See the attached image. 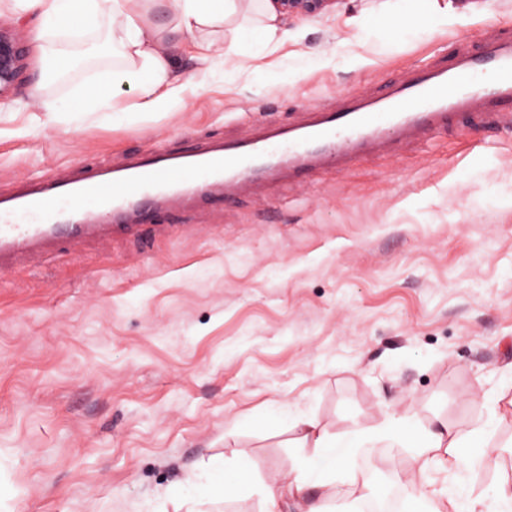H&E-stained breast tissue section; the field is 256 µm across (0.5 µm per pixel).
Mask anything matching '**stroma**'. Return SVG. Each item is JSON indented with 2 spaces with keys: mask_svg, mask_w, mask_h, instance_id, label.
Masks as SVG:
<instances>
[{
  "mask_svg": "<svg viewBox=\"0 0 512 512\" xmlns=\"http://www.w3.org/2000/svg\"><path fill=\"white\" fill-rule=\"evenodd\" d=\"M447 2L452 23L410 38L376 28L385 0H334L286 18L301 36L276 50L245 31L241 68L202 85L174 41L183 107L120 124L34 109L111 76V54L46 78L30 49L0 112V195L244 138L512 29V0ZM164 222L0 268V512H172L169 491L204 466L255 474L205 512H267L264 483L301 454L287 427L268 428L274 405L341 434L395 410L468 430L512 398V119H455L348 170L181 203ZM493 439L499 467L467 472L472 493L512 481V413Z\"/></svg>",
  "mask_w": 512,
  "mask_h": 512,
  "instance_id": "35a3bbf8",
  "label": "stroma"
}]
</instances>
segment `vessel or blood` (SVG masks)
<instances>
[{
	"instance_id": "vessel-or-blood-1",
	"label": "vessel or blood",
	"mask_w": 512,
	"mask_h": 512,
	"mask_svg": "<svg viewBox=\"0 0 512 512\" xmlns=\"http://www.w3.org/2000/svg\"><path fill=\"white\" fill-rule=\"evenodd\" d=\"M482 112L512 117V33L486 42L479 53L460 50L412 68L382 94H353L336 108L303 113L297 122L262 127L244 139L154 150L117 169L47 173L0 200V265L41 254L63 238L78 244L131 229L183 197L211 203L245 186L328 168L341 172L454 116Z\"/></svg>"
}]
</instances>
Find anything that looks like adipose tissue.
<instances>
[{
  "label": "adipose tissue",
  "instance_id": "ef3b65f1",
  "mask_svg": "<svg viewBox=\"0 0 512 512\" xmlns=\"http://www.w3.org/2000/svg\"><path fill=\"white\" fill-rule=\"evenodd\" d=\"M167 9L165 26L152 22ZM20 14L36 16L31 40L41 49L45 71L54 74L70 61L69 40L106 30L120 58L116 80L137 91V99L115 109L106 86L90 81L62 102L43 103L46 112H62L83 120L98 114L114 122L133 114L171 112L183 102L185 84L170 56L171 35L195 41V59L203 75L223 72L230 61L226 35L251 26L262 45L275 48L288 41L268 0H13ZM305 455L282 479L265 487L269 500L288 501L292 512H328L338 501L343 512H512V483L497 484L491 495L434 488L433 468L457 474L491 463L498 449L488 427L463 431L442 418L417 424L410 414L387 415L371 429L356 427L336 435L311 416L286 422ZM376 448H403L410 455L417 483L391 502V484L373 466L357 464L359 455Z\"/></svg>",
  "mask_w": 512,
  "mask_h": 512
}]
</instances>
